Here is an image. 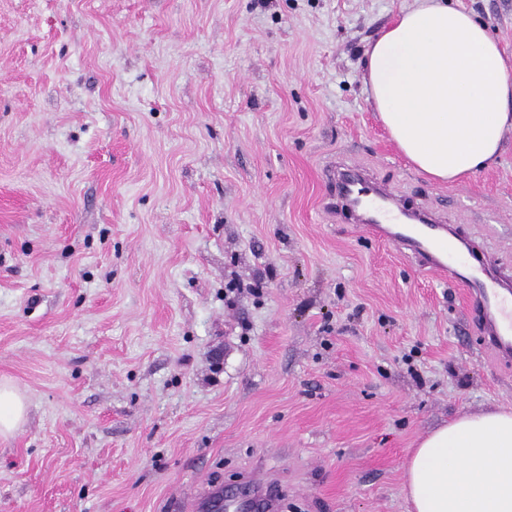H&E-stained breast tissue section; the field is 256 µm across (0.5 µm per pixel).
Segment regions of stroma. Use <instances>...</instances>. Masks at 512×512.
Wrapping results in <instances>:
<instances>
[{
    "instance_id": "stroma-1",
    "label": "stroma",
    "mask_w": 512,
    "mask_h": 512,
    "mask_svg": "<svg viewBox=\"0 0 512 512\" xmlns=\"http://www.w3.org/2000/svg\"><path fill=\"white\" fill-rule=\"evenodd\" d=\"M512 57V0H448ZM412 0H0V512H407L433 429L512 409L462 285L370 237L330 164L512 267V132L455 184L372 110ZM27 405L19 390L8 382H0V437L12 435L25 420Z\"/></svg>"
}]
</instances>
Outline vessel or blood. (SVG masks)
Returning a JSON list of instances; mask_svg holds the SVG:
<instances>
[{
	"label": "vessel or blood",
	"instance_id": "b4317fda",
	"mask_svg": "<svg viewBox=\"0 0 512 512\" xmlns=\"http://www.w3.org/2000/svg\"><path fill=\"white\" fill-rule=\"evenodd\" d=\"M341 195H357L371 215L367 231L374 237L409 250L428 270L468 287L473 303L483 317L488 345L502 358L512 357V271L503 267L481 276L464 269L457 260V245L445 225L426 224L420 230L404 229L402 210L396 199L379 192L364 193L362 185L343 183Z\"/></svg>",
	"mask_w": 512,
	"mask_h": 512
}]
</instances>
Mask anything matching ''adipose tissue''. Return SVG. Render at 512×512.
Wrapping results in <instances>:
<instances>
[{"label": "adipose tissue", "mask_w": 512, "mask_h": 512, "mask_svg": "<svg viewBox=\"0 0 512 512\" xmlns=\"http://www.w3.org/2000/svg\"><path fill=\"white\" fill-rule=\"evenodd\" d=\"M368 99L406 160L459 183L496 162L512 129V58L448 0H413L365 51ZM407 512H512V410L462 415L404 465Z\"/></svg>", "instance_id": "obj_1"}]
</instances>
